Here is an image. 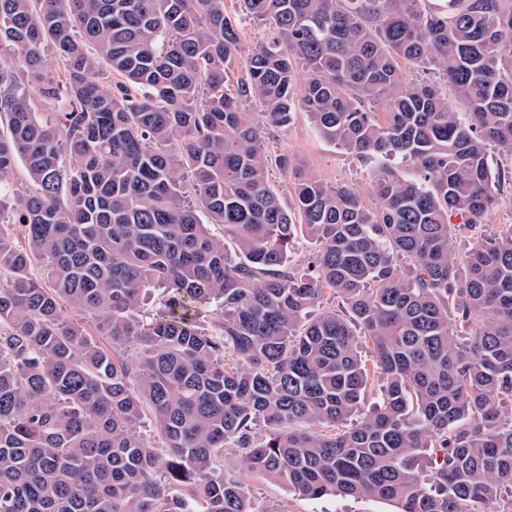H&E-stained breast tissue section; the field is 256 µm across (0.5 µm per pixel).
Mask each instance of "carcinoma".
<instances>
[{"label":"carcinoma","mask_w":512,"mask_h":512,"mask_svg":"<svg viewBox=\"0 0 512 512\" xmlns=\"http://www.w3.org/2000/svg\"><path fill=\"white\" fill-rule=\"evenodd\" d=\"M301 113L377 207L312 176L282 203L265 133ZM1 120L0 512H256L250 476L396 512L512 494V224L486 223L512 0H0Z\"/></svg>","instance_id":"1"}]
</instances>
